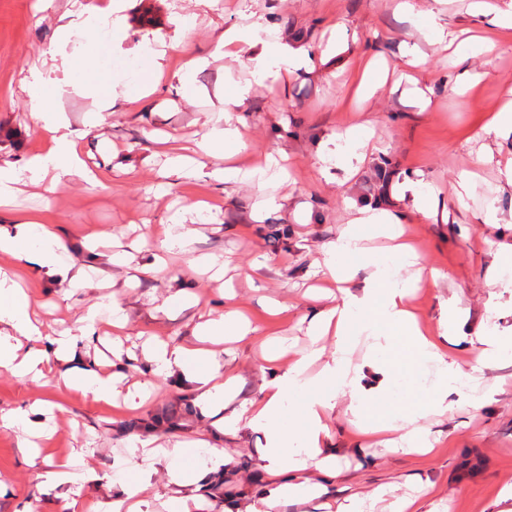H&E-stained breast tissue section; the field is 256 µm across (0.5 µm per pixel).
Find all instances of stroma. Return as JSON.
I'll use <instances>...</instances> for the list:
<instances>
[{
    "label": "stroma",
    "mask_w": 512,
    "mask_h": 512,
    "mask_svg": "<svg viewBox=\"0 0 512 512\" xmlns=\"http://www.w3.org/2000/svg\"><path fill=\"white\" fill-rule=\"evenodd\" d=\"M419 15L402 16L393 0H0V157L23 166L29 156L43 152L48 136L30 116L25 87L41 80L54 113L74 130L76 148L98 174L91 185L62 177L53 191L25 186L8 206L0 208V225L33 219L57 225L71 249L74 262H87L83 245L100 236L131 252L137 262L151 259L148 226L181 223L195 230L194 252L228 260L240 307L263 334L282 337L289 349L303 350L309 342L304 320L310 304L301 294L315 285L313 264L322 243L334 239L340 226L358 209L380 199L383 175L423 171L442 188L448 218L435 223L420 220L412 194L391 193L387 206L405 218V228L417 247L419 266L436 267L445 277L426 284L413 301L425 323H433L441 301L458 302L474 322H486L503 334L512 333V288H494L497 254L512 245V152L482 133L489 114L512 88V45L502 42L488 22H475L473 0H417ZM114 8L120 27L111 20L90 22L93 10ZM439 12L454 34L471 33L463 42L464 64L454 63L443 45L432 42L425 11ZM272 24L286 42H298L313 53L329 52L353 66L374 56L389 67L398 81L369 100L353 102V89L340 69L320 64L262 80L254 76L247 58L215 55L216 39L224 28L248 29L257 19ZM69 24L72 35L63 38L59 26ZM178 49H171V42ZM99 43L102 67L85 70L82 48ZM417 44L426 56L420 71H413L400 56L402 43ZM165 52L163 89L155 94L153 112L141 102H118L115 114L102 116L93 97L83 89L93 80L109 89L113 77L125 86L146 85L152 78L153 58ZM65 57V68L44 66L49 53ZM192 57L210 63L188 77L184 95L166 96L164 88ZM483 73L482 81L466 92L448 91L443 78L463 71ZM251 90L240 113L250 143L237 162L247 168L266 153H285V178L264 183L222 184L207 175L195 180L169 177L164 192H156L158 173L173 141L191 145L212 127L223 125L222 96L243 84ZM432 87L431 103L420 107L415 87ZM371 119V143L381 147L379 161L365 163L352 178L342 171L322 176L319 149L323 142ZM493 160L483 163L485 153ZM474 175L476 188L465 199L454 190L463 173ZM260 199L272 201L265 223L249 215ZM494 202L496 221L479 220L487 202ZM269 259L264 292L250 288L248 277L256 258ZM125 272L105 266L90 286L65 296L63 285L25 273L21 285L32 308L50 333L74 329L77 320L97 302L113 294L125 307L130 326L122 341L140 351L143 334L180 340L200 313H222L223 298L206 276L193 272L184 255H170L165 265L132 286H124ZM184 288L198 299L196 305L155 312L154 299ZM288 301L279 317H269L260 296ZM223 371L240 373V398L255 396L262 382V356L255 344L239 345L236 356H221ZM61 363L50 362L40 380L23 379L0 371V410H9L44 398L58 405L54 431L43 446L44 455L61 457L75 449L94 455L101 471L123 456L132 436L150 434L165 447L206 437L209 425L195 414L182 381L170 374L157 381L151 399L142 407L117 409L67 389L60 380ZM485 399L482 410H458L424 420L439 440L425 456L390 452L377 439L359 434L344 415L332 423V445L341 469L329 486L368 493L376 487L399 484L410 491V479L434 482L446 497V512H495L494 501L503 483H512V359L490 368L474 369ZM177 408V427H157L162 411ZM262 435L228 436L225 453L236 464L225 476L224 487L211 491L210 512H224L227 504L261 495L268 476L256 449ZM36 470L18 446L16 433L0 428V474L13 483L12 500H0V512L31 503L35 512L50 506L35 486Z\"/></svg>",
    "instance_id": "35a3bbf8"
}]
</instances>
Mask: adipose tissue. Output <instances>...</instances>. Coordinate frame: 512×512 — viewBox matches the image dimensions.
Masks as SVG:
<instances>
[{
  "mask_svg": "<svg viewBox=\"0 0 512 512\" xmlns=\"http://www.w3.org/2000/svg\"><path fill=\"white\" fill-rule=\"evenodd\" d=\"M249 51L258 72H265L267 61L279 55L291 69L312 63L308 47L281 44L261 38L243 42L236 27L222 31L215 53L232 56ZM248 96L238 89L224 102V124L212 128L200 143L201 152L222 159L223 167L214 169V181L229 183L241 178L262 181L263 167L241 169L234 157L247 149L243 130L246 123L239 113ZM30 114L35 124L51 135L52 145L46 153L30 157L24 167L11 162L0 163V198L19 193L23 186L39 184L48 172L92 181L94 174L74 150L69 126L56 119L41 88L28 87ZM364 224L371 236L387 240L382 252L366 245V236L356 227ZM400 216L381 208L359 210L352 223L346 224L335 240L322 247L318 271L336 285L324 295L326 303L312 307L310 328L315 336L308 349L289 355L286 346L271 340L262 341L267 365L257 397L237 400L236 391L244 381L242 375L219 378L220 365L214 345L241 342L256 335L258 329L243 319L231 287H224V311L219 316L200 315L193 325V343L160 341L149 348L144 358L148 370L141 382L118 393L117 384L125 369L135 359L121 347L112 349V372L101 375L78 355L80 347L99 340L105 321L128 325L127 311L119 302L89 307L75 331L52 335L33 318L27 295L15 281L0 272V369L21 377L41 378L50 360L66 363L61 375L66 387L92 394L95 400L109 402L123 396L125 403L145 400L154 387L155 378L164 373H181L191 384L194 406L201 416L211 419L218 433L244 430L262 433L264 443L257 454L264 461L273 481L265 492L245 505L243 512H288L292 507L319 505L321 512H366L378 501L391 502V512H439L443 503L425 493L394 496L393 488L382 485L371 493L349 495L343 502L328 500L329 489L313 481L311 471L331 477L336 473V458L326 451L331 434L330 423L338 411L350 414L356 427H363V411L373 403L384 402L391 417L372 427V434L382 437L386 448L405 454L426 453L435 441L421 427L430 415H447L449 408L476 412L483 399L467 392L468 372L448 357V348L467 339L475 363L487 365L492 357L512 348V336L500 335L497 329L480 327L475 336H467L468 312L441 306L435 324L421 322L413 299L421 287L418 276L407 274L417 252ZM157 252L180 250L192 257L191 263L210 271L213 280L224 277V267L216 260L192 256L194 229L187 224H165L149 232ZM0 254L12 258L13 268L36 271L76 290L90 281L93 264L76 265L69 259V247L59 237L55 225L24 221L13 228H0ZM360 258L365 275L355 280L350 258ZM335 336V349L325 354L317 343L318 336ZM362 339L368 353L362 363L352 364L351 350L355 339ZM53 403L36 399L29 405L0 413V427L19 432L20 447H28V438L41 432L43 418L53 411ZM130 456L146 454L149 463L140 471L142 486H149L157 468H164L170 485L187 488L186 497L177 498L179 512H203L207 503L200 486H187L184 470L171 454L154 450L151 439L129 442ZM97 462L92 456L75 453L65 461H45L34 479L46 492L65 483L100 480Z\"/></svg>",
  "mask_w": 512,
  "mask_h": 512,
  "instance_id": "adipose-tissue-1",
  "label": "adipose tissue"
}]
</instances>
